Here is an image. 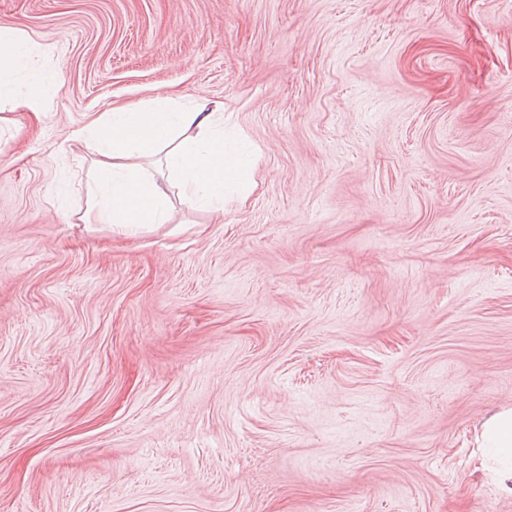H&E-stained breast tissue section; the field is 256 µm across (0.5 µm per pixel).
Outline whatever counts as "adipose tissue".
<instances>
[{
  "label": "adipose tissue",
  "mask_w": 512,
  "mask_h": 512,
  "mask_svg": "<svg viewBox=\"0 0 512 512\" xmlns=\"http://www.w3.org/2000/svg\"><path fill=\"white\" fill-rule=\"evenodd\" d=\"M196 129L199 145L170 154L166 167L180 180L188 201L223 204L226 183L239 177L240 164L224 150V115L210 111L206 100H194L190 111L119 108L104 113L95 122L100 159L94 182L100 197L97 214L101 223L113 225L121 234L132 235L148 224L164 223L169 201L162 184L147 175L136 160L157 153L178 129ZM484 447L499 457V484L512 494V409L484 421Z\"/></svg>",
  "instance_id": "1"
}]
</instances>
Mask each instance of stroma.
Segmentation results:
<instances>
[{
  "label": "stroma",
  "instance_id": "stroma-1",
  "mask_svg": "<svg viewBox=\"0 0 512 512\" xmlns=\"http://www.w3.org/2000/svg\"><path fill=\"white\" fill-rule=\"evenodd\" d=\"M0 512H512V0H0ZM224 114L223 209L113 235L116 106ZM0 43L6 44L12 49L13 62L20 66L26 60L28 65L30 57V48H28V37L20 30L0 31ZM42 78L31 81L25 88L18 105L40 120L46 112H51L49 103L44 97L42 90ZM482 442L499 457V484L503 492L512 494V409L488 418L482 424Z\"/></svg>",
  "mask_w": 512,
  "mask_h": 512
}]
</instances>
